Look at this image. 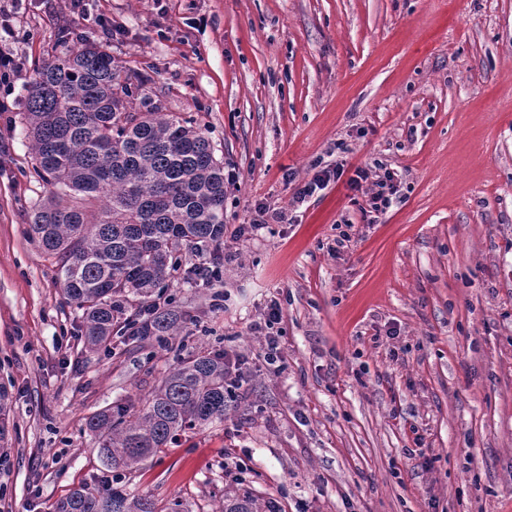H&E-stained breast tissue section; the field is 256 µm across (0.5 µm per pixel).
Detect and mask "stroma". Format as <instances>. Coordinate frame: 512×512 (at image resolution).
Wrapping results in <instances>:
<instances>
[{"label":"stroma","mask_w":512,"mask_h":512,"mask_svg":"<svg viewBox=\"0 0 512 512\" xmlns=\"http://www.w3.org/2000/svg\"><path fill=\"white\" fill-rule=\"evenodd\" d=\"M20 73L0 87V512H50L111 481L86 419L139 405L177 358L248 360L222 424L182 434L121 481L160 512L247 491L280 512H512V0H6ZM112 23L104 37L100 18ZM73 32L68 44L61 29ZM108 40L225 172V224L286 215L187 250L164 290L168 346L88 350L59 266L28 235L46 194L20 99L35 66ZM339 180L298 205L318 165ZM398 194L367 224L349 181ZM351 220V241L329 247ZM216 267L217 280L186 284ZM281 358L253 335L269 301ZM421 435L424 457L408 455Z\"/></svg>","instance_id":"stroma-1"}]
</instances>
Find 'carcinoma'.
<instances>
[{
    "mask_svg": "<svg viewBox=\"0 0 512 512\" xmlns=\"http://www.w3.org/2000/svg\"><path fill=\"white\" fill-rule=\"evenodd\" d=\"M33 169L51 186L29 237L60 262L61 289L82 311L86 347L112 336L167 343L186 319L155 294L185 248L224 238V162L205 133L165 111L109 45L89 42L44 61L25 85ZM148 315H127L130 298ZM224 352L177 360L143 408L117 404L87 420L103 464L127 472L188 430L224 422ZM53 512H157L148 496L84 483ZM220 512H274L250 492Z\"/></svg>",
    "mask_w": 512,
    "mask_h": 512,
    "instance_id": "cac0c4a2",
    "label": "carcinoma"
}]
</instances>
